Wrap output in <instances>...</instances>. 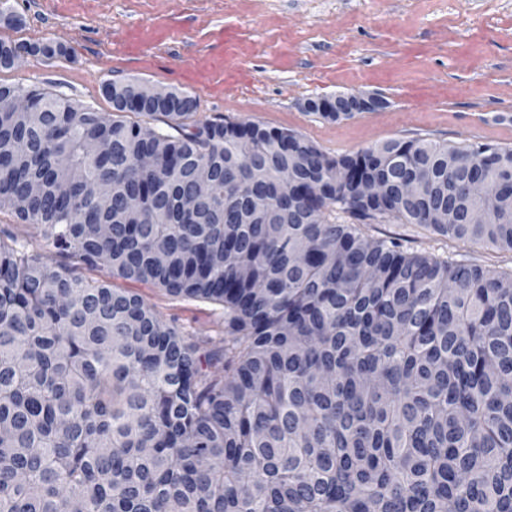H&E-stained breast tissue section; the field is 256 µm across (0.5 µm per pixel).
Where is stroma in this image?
I'll list each match as a JSON object with an SVG mask.
<instances>
[{
  "label": "stroma",
  "instance_id": "35a3bbf8",
  "mask_svg": "<svg viewBox=\"0 0 512 512\" xmlns=\"http://www.w3.org/2000/svg\"><path fill=\"white\" fill-rule=\"evenodd\" d=\"M15 24L0 16V38L25 44L0 83L38 86L111 112L105 83H143L196 97V119L254 122L291 130L325 154L354 153L391 139L450 145L492 142L512 148V0H9ZM138 26L168 28L152 59L129 58L116 37ZM237 34L223 90L189 87L183 72L216 35ZM61 44L49 60L36 46ZM362 93L383 108L331 121L308 100ZM371 239H400L437 258L464 256L512 272V251L462 241L423 224H365ZM141 296L187 342L224 337L221 305L77 266Z\"/></svg>",
  "mask_w": 512,
  "mask_h": 512
}]
</instances>
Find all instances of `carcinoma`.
Listing matches in <instances>:
<instances>
[{"label":"carcinoma","instance_id":"cac0c4a2","mask_svg":"<svg viewBox=\"0 0 512 512\" xmlns=\"http://www.w3.org/2000/svg\"><path fill=\"white\" fill-rule=\"evenodd\" d=\"M111 87L107 117L0 83L1 103L36 101L0 112V210L81 265L223 306L224 340L190 344L140 296L0 240V512H512L509 275L358 229L512 250V148L392 139L330 157L291 131L199 122L185 93ZM328 102L314 112L353 117ZM373 179L388 189L362 197Z\"/></svg>","mask_w":512,"mask_h":512}]
</instances>
